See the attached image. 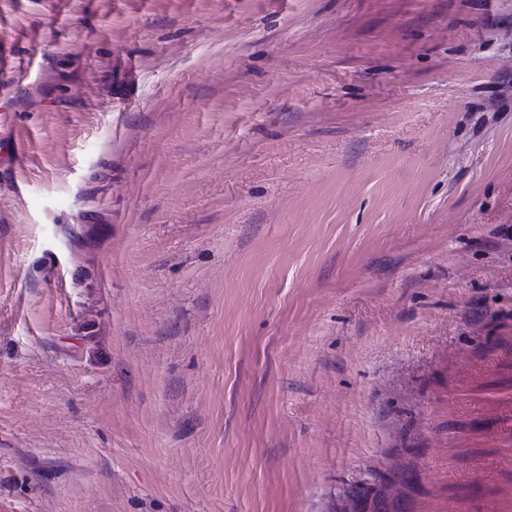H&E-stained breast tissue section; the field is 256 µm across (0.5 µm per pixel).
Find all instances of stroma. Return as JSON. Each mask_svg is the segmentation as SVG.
I'll use <instances>...</instances> for the list:
<instances>
[{
    "label": "stroma",
    "instance_id": "stroma-1",
    "mask_svg": "<svg viewBox=\"0 0 512 512\" xmlns=\"http://www.w3.org/2000/svg\"><path fill=\"white\" fill-rule=\"evenodd\" d=\"M0 512H512V0H0ZM4 113L0 114V159L7 155L10 159L21 160L24 156L23 127L18 123L8 120Z\"/></svg>",
    "mask_w": 512,
    "mask_h": 512
}]
</instances>
